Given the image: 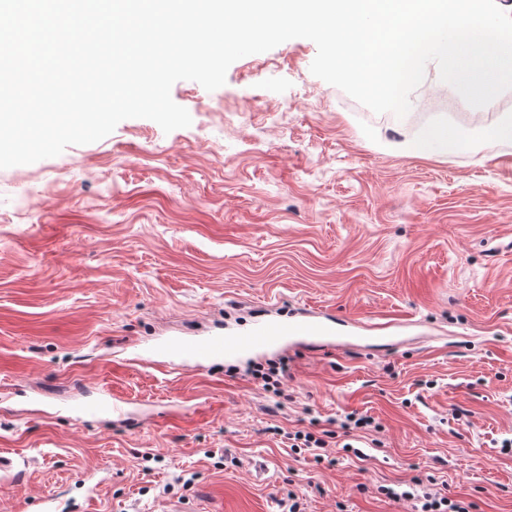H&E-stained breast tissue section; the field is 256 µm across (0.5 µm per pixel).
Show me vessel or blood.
Segmentation results:
<instances>
[{"instance_id":"b4317fda","label":"vessel or blood","mask_w":512,"mask_h":512,"mask_svg":"<svg viewBox=\"0 0 512 512\" xmlns=\"http://www.w3.org/2000/svg\"><path fill=\"white\" fill-rule=\"evenodd\" d=\"M338 341L332 316L291 317L262 322L243 333L177 337L156 344L151 355L176 369L197 367L211 359L273 351L286 346L320 348Z\"/></svg>"}]
</instances>
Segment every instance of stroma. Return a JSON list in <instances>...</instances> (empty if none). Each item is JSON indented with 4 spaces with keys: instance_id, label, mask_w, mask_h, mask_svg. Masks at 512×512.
I'll list each match as a JSON object with an SVG mask.
<instances>
[{
    "instance_id": "35a3bbf8",
    "label": "stroma",
    "mask_w": 512,
    "mask_h": 512,
    "mask_svg": "<svg viewBox=\"0 0 512 512\" xmlns=\"http://www.w3.org/2000/svg\"><path fill=\"white\" fill-rule=\"evenodd\" d=\"M314 42L171 88L189 127L0 169V512H415L435 479L512 512V140L448 113L428 75L407 117L314 76ZM472 140L419 157L428 128ZM346 318L347 351L294 347L180 370L146 349L273 314ZM288 362L275 400L251 372ZM119 397L124 417H84ZM375 428L347 430L349 413ZM339 427L314 460L292 433ZM368 456L348 458L344 444Z\"/></svg>"
}]
</instances>
